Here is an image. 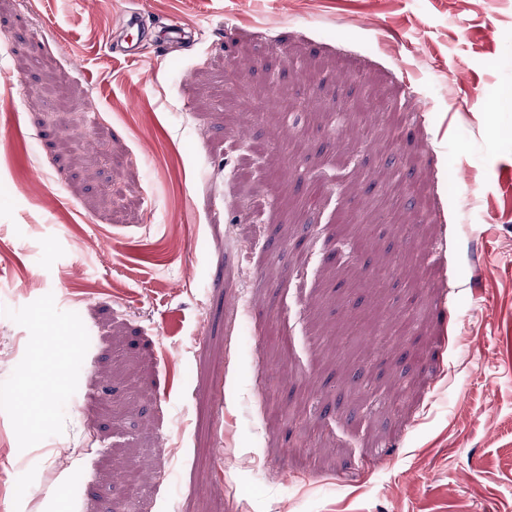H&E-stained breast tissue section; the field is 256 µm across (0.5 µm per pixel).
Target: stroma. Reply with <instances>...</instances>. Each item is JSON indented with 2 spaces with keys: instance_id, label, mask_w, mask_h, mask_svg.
<instances>
[{
  "instance_id": "35a3bbf8",
  "label": "stroma",
  "mask_w": 512,
  "mask_h": 512,
  "mask_svg": "<svg viewBox=\"0 0 512 512\" xmlns=\"http://www.w3.org/2000/svg\"><path fill=\"white\" fill-rule=\"evenodd\" d=\"M358 85L414 112L392 159L382 113L314 118ZM1 90L11 512H512V0H0Z\"/></svg>"
}]
</instances>
